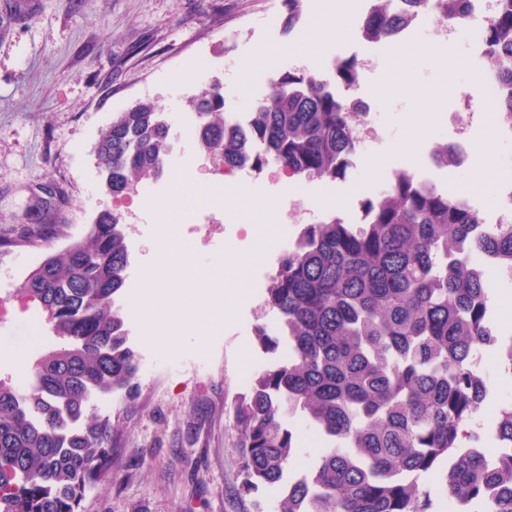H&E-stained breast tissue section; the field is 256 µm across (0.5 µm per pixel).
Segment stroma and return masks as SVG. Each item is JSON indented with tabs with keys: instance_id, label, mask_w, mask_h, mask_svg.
<instances>
[{
	"instance_id": "obj_1",
	"label": "stroma",
	"mask_w": 512,
	"mask_h": 512,
	"mask_svg": "<svg viewBox=\"0 0 512 512\" xmlns=\"http://www.w3.org/2000/svg\"><path fill=\"white\" fill-rule=\"evenodd\" d=\"M25 12L14 0H0V233L16 234L36 212L41 188L51 183L65 198L51 204L50 215L62 231L49 243L0 248V379L31 380L20 373L13 338L18 327H36L37 342L28 351L36 362L55 348L40 306L25 299L21 286L46 254L67 248L84 236L100 211L114 202L102 185L96 147L113 118L141 101H152L165 115H191L188 104L204 81L219 80L226 108L250 111L268 91V70L257 64L265 50H277L273 68L295 72L305 64L293 45L312 32L320 9L336 0H303L294 28H287L285 0H26ZM400 61L380 54L379 67L356 89L373 101L384 131L380 143L364 153L346 177L314 180L304 193L328 189L330 201L317 215L343 214L372 197L393 166L414 168L437 188L456 194L472 188L484 210L498 203L497 168L511 143L471 132L472 157L462 169L439 168L433 146L451 138L450 116L467 87L477 81L465 37L445 50H432L425 30H417ZM193 69L200 79L173 80ZM418 140L420 160L411 164L405 147ZM209 174L216 162L197 141L176 143L163 176L145 177L151 197L165 201L187 159ZM252 193L267 203L251 212L243 203L216 204L192 221L195 259L214 262L224 287L244 289L247 300L225 311L221 327L202 347L176 345L158 338L145 341L139 316L127 304L144 288V272L164 250L157 216L134 210L129 225L138 230L140 254L128 268L135 288L117 302L125 313L141 369L135 400L116 394L92 408L112 425V473L91 488L80 512H255L262 502L276 512L277 486L240 493L242 477L234 451L232 405L254 379L283 359L286 349L269 353L256 339L257 328L276 334L279 320L264 305L265 265H277L296 234L281 191V176L267 170L251 181ZM274 248H265L266 240ZM250 368L242 370L241 356Z\"/></svg>"
}]
</instances>
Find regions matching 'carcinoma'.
<instances>
[{"mask_svg":"<svg viewBox=\"0 0 512 512\" xmlns=\"http://www.w3.org/2000/svg\"><path fill=\"white\" fill-rule=\"evenodd\" d=\"M437 2L435 15L460 20L469 0H380L365 16L376 39L395 37L411 15ZM486 28L484 67L512 90V0H499ZM360 62L342 61L336 84L357 85ZM205 129L198 145L236 165L248 142L261 169L335 179L351 165L362 110L306 72L285 73L250 111L244 132L226 134L221 83L189 100ZM170 124L150 101L118 113L98 143V168L112 196L164 169ZM369 221L334 214L300 225L281 257L264 304L278 335L256 331L267 352L287 356L261 373L233 412L236 453L249 494L284 484L278 512H433L421 476L438 472L461 512H512V454L484 467L476 428L490 394L476 373L477 352L512 342L494 335L488 275L465 251L484 253L512 282V225L486 229L456 198L400 175L383 199L364 201ZM59 225L26 224L0 247L47 242ZM130 264L125 235L110 212L84 237L44 258L22 291L47 313L58 347L34 365L35 385L0 380V512H78L86 492L112 473V428L87 415L90 395L135 397L140 359L116 296ZM301 411L321 436L309 472L284 480L297 455L288 413ZM496 436L512 443V403L498 405ZM70 422L77 423L73 429Z\"/></svg>","mask_w":512,"mask_h":512,"instance_id":"1","label":"carcinoma"}]
</instances>
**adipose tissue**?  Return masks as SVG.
I'll list each match as a JSON object with an SVG mask.
<instances>
[{"label":"adipose tissue","instance_id":"ef3b65f1","mask_svg":"<svg viewBox=\"0 0 512 512\" xmlns=\"http://www.w3.org/2000/svg\"><path fill=\"white\" fill-rule=\"evenodd\" d=\"M189 260L186 252L167 254L146 270V296L134 298L131 307L140 315L148 339L163 336L176 342L203 345L211 328L221 319L220 311L214 307L215 299H222L228 307L240 299L239 291L223 289L216 281H211L209 289H201L200 280L209 276L202 269L197 272L198 283L183 284L179 271Z\"/></svg>","mask_w":512,"mask_h":512}]
</instances>
